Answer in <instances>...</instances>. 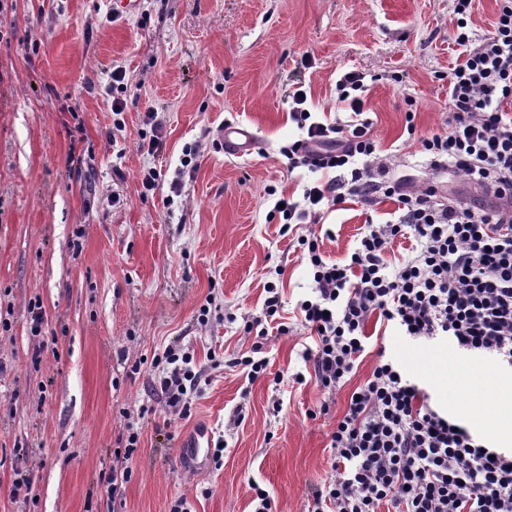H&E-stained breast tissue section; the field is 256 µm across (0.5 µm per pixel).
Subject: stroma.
I'll return each instance as SVG.
<instances>
[{
    "instance_id": "1",
    "label": "stroma",
    "mask_w": 512,
    "mask_h": 512,
    "mask_svg": "<svg viewBox=\"0 0 512 512\" xmlns=\"http://www.w3.org/2000/svg\"><path fill=\"white\" fill-rule=\"evenodd\" d=\"M452 17L450 0H139L132 13L118 0H0V512H169L181 497L194 512H252L254 482L279 512H303L330 471L328 433L377 356L332 394L312 380L275 385L274 374L304 366L300 332L271 336L268 377L251 383L227 364L251 347L243 319L261 315L268 281L287 318L310 283L296 241L311 225L284 235L266 220L267 185L298 197L314 178L280 153L300 135L290 96L304 87L310 111L332 123L337 80L365 73L380 150L395 176L420 181L430 157L418 139L446 129ZM117 66L128 105L113 142ZM150 110L165 135L153 155L138 147ZM228 122L254 132L250 154L205 143L197 167H182L185 145ZM151 167L161 178L146 194ZM396 208L356 197L332 208L322 251L343 258L367 220ZM210 301L218 314L200 324ZM384 344L476 434L512 422L492 406L512 374L446 343ZM174 345L207 374L181 416L150 386L155 356ZM325 401L329 414L310 418ZM197 424L224 443L202 470L179 450ZM132 431L131 477L114 502L100 475ZM20 472L31 491H14Z\"/></svg>"
}]
</instances>
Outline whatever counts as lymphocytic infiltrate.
I'll use <instances>...</instances> for the list:
<instances>
[{"label": "lymphocytic infiltrate", "instance_id": "lymphocytic-infiltrate-1", "mask_svg": "<svg viewBox=\"0 0 512 512\" xmlns=\"http://www.w3.org/2000/svg\"><path fill=\"white\" fill-rule=\"evenodd\" d=\"M451 2L456 60L448 70V129L422 138L431 172L416 189L392 179L379 154L364 73L345 72L336 83L337 100L350 112L344 122L318 121L306 91L293 92L291 118L301 137L282 153L289 169L317 179L298 198L266 189L267 222L287 233L320 223L349 196L398 202L390 218L366 225L344 259H326L318 235L299 238L310 291L297 310L314 345L289 377L295 383L312 378L331 391L345 385L370 345L373 318L394 335L446 342L512 370V0H498L478 42L468 29L474 0ZM447 169L492 190L499 206L452 202L441 189ZM401 239L410 241L409 253L391 259ZM264 291L261 317L243 325L254 338L251 350L231 361L252 382L267 373L269 332L291 331L278 287L269 283ZM160 363L153 386L169 412L184 414L204 370L175 347ZM329 446L331 474L308 494L305 512H512V451L489 446L448 417L395 357L380 360L356 388Z\"/></svg>", "mask_w": 512, "mask_h": 512}]
</instances>
